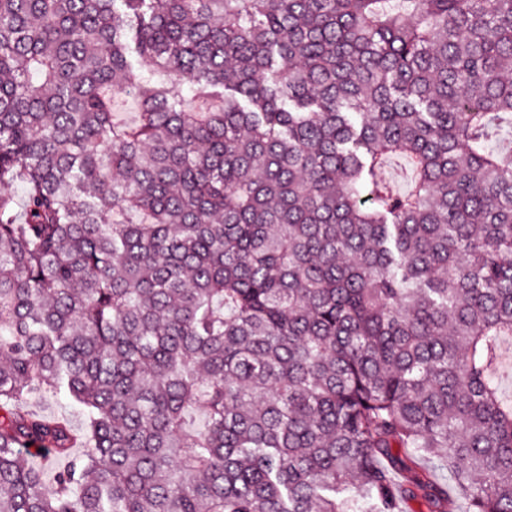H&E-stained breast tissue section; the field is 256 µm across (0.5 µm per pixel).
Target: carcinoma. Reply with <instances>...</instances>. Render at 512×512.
Listing matches in <instances>:
<instances>
[{
    "label": "carcinoma",
    "instance_id": "carcinoma-1",
    "mask_svg": "<svg viewBox=\"0 0 512 512\" xmlns=\"http://www.w3.org/2000/svg\"><path fill=\"white\" fill-rule=\"evenodd\" d=\"M509 70L512 0H0V512H512ZM496 379L502 392L512 396V338L504 340L501 345V362L498 366ZM27 407L44 416L68 418L75 426L81 425L84 420L83 415L64 395L46 394L40 399L28 401ZM24 452L29 462L42 470L47 488L54 487L56 474L65 469L71 461V459L59 458L50 453L38 452V450L26 449Z\"/></svg>",
    "mask_w": 512,
    "mask_h": 512
}]
</instances>
